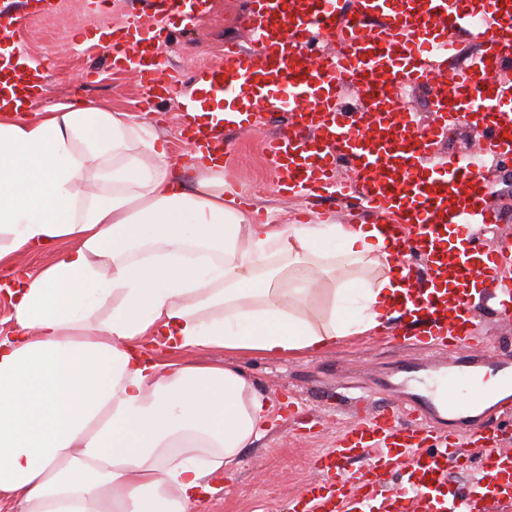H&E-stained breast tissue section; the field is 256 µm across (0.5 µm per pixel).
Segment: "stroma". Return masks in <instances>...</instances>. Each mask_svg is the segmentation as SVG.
Wrapping results in <instances>:
<instances>
[{
    "label": "stroma",
    "instance_id": "35a3bbf8",
    "mask_svg": "<svg viewBox=\"0 0 512 512\" xmlns=\"http://www.w3.org/2000/svg\"><path fill=\"white\" fill-rule=\"evenodd\" d=\"M210 10L196 26H174L163 52L170 71L189 80L196 67L222 61L224 43L248 44L243 24L247 0H209ZM28 21L20 39L23 54L44 66L47 93L34 101L37 109L71 103L74 99L106 100L128 112L135 121L164 142L186 182L197 172L189 165L188 147L181 134L178 104L166 103L156 115L138 105L140 89L128 72L113 70L108 53L92 38L97 33L132 21L148 20L147 0H117L97 10L92 0H55L44 12L30 10L26 0H15ZM276 119L263 117L254 132H229L224 174L232 178L239 203L264 212L267 221L290 224L298 210L334 208L331 200L285 198L277 193L276 174L262 151V140L272 133ZM186 360L228 362L247 373L273 405L266 434L243 451L236 467L226 472L227 485L211 493L191 512H288L291 499L314 480V458L332 447L349 414L353 387L371 389V402L382 403L389 392L379 385L382 375L404 360L424 362L430 355L413 346L384 342L381 333L348 336L324 351L284 357L245 352L193 350ZM296 400L306 417L318 419L313 432L299 431L286 408Z\"/></svg>",
    "mask_w": 512,
    "mask_h": 512
}]
</instances>
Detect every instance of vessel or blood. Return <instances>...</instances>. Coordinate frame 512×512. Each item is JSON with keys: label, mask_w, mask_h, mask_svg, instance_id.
I'll return each mask as SVG.
<instances>
[{"label": "vessel or blood", "mask_w": 512, "mask_h": 512, "mask_svg": "<svg viewBox=\"0 0 512 512\" xmlns=\"http://www.w3.org/2000/svg\"><path fill=\"white\" fill-rule=\"evenodd\" d=\"M206 0H151L158 20L112 32V66L139 78L141 104L171 99L162 58L168 25L188 24ZM250 47L230 42L224 60L201 66L197 84L224 96L222 115L194 117L183 136L193 149L223 152L226 130H251L262 112L291 119L265 146L278 192L341 197L352 212L379 214L397 255L425 257L432 276L401 302L424 312L416 337L400 342L448 352L454 369L430 383L417 364L396 371L413 388L350 422L334 448L318 456V474L291 512H505L512 507V348L475 352L476 305L512 319V234L489 247L482 229L502 217L486 170L474 157L512 155V0H251ZM477 51L454 62L460 40ZM0 101L27 104L45 90L39 68H10ZM426 90L428 117L409 107ZM466 121L477 143L436 162L449 124ZM492 402L482 426L469 412ZM365 460L364 469L351 465ZM477 470L471 488L453 484L449 467Z\"/></svg>", "instance_id": "vessel-or-blood-1"}]
</instances>
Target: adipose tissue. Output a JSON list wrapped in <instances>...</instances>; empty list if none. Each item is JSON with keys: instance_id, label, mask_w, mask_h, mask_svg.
I'll return each mask as SVG.
<instances>
[{"instance_id": "1", "label": "adipose tissue", "mask_w": 512, "mask_h": 512, "mask_svg": "<svg viewBox=\"0 0 512 512\" xmlns=\"http://www.w3.org/2000/svg\"><path fill=\"white\" fill-rule=\"evenodd\" d=\"M186 184L127 113L0 109V497L19 512H188L264 434L272 405L231 364L334 347L397 314L375 224L256 223L222 163ZM55 251L39 272L22 256Z\"/></svg>"}]
</instances>
